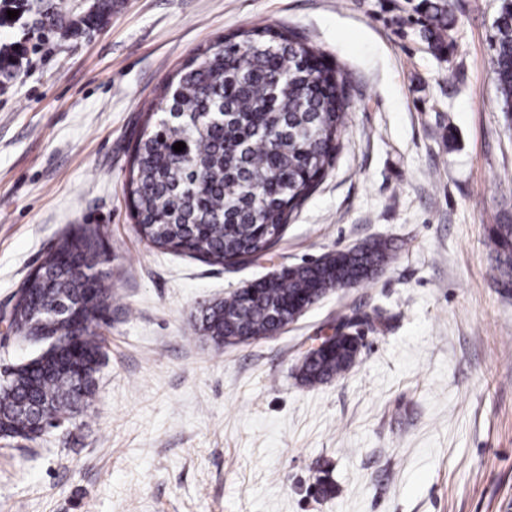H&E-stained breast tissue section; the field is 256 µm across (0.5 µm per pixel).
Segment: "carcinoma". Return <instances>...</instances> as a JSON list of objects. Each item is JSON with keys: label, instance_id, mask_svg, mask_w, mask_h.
I'll use <instances>...</instances> for the list:
<instances>
[{"label": "carcinoma", "instance_id": "carcinoma-1", "mask_svg": "<svg viewBox=\"0 0 512 512\" xmlns=\"http://www.w3.org/2000/svg\"><path fill=\"white\" fill-rule=\"evenodd\" d=\"M66 0L51 4L42 24H60ZM437 35L448 27V0L426 4ZM492 63L505 111H512V3L494 22ZM161 112L144 115L124 191L136 231L154 249L184 254L209 265L233 266L267 255L332 166L347 126L349 98L320 53L284 29H239L201 50L163 86ZM186 145L176 152L173 145ZM495 281L512 289V224L489 230ZM389 245L375 242L367 252L336 249L314 262L291 267L288 276L257 284L251 294L237 290L203 306L195 332L217 345L229 337L266 336L303 307L338 287L370 282L389 258ZM93 256L109 261L100 228L81 225L49 249L36 267L46 279L48 309L39 323L28 303H17L11 326L24 336L56 322L55 309L77 305L85 288L112 304L107 278L92 282L62 261ZM106 310L83 309L80 336L83 377L55 355L41 366L18 369L0 379V423L29 436L37 417L62 423L81 414L96 394L102 337L94 328ZM352 341L337 339L299 368L300 380L316 385L337 379L357 361Z\"/></svg>", "mask_w": 512, "mask_h": 512}]
</instances>
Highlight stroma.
Here are the masks:
<instances>
[{
	"label": "stroma",
	"mask_w": 512,
	"mask_h": 512,
	"mask_svg": "<svg viewBox=\"0 0 512 512\" xmlns=\"http://www.w3.org/2000/svg\"><path fill=\"white\" fill-rule=\"evenodd\" d=\"M21 0L0 21V316L81 224L111 254L112 321L92 405L36 441L0 439V512H512V295L488 229L512 224V112L492 65L503 0H451L436 49L421 0H70L65 29ZM286 28L350 96L337 159L272 255L240 269L164 254L124 182L142 114L198 49ZM382 240L387 265L278 336L219 347L201 304L284 265ZM363 342L314 387L307 350ZM326 484L331 495L317 494Z\"/></svg>",
	"instance_id": "stroma-1"
}]
</instances>
